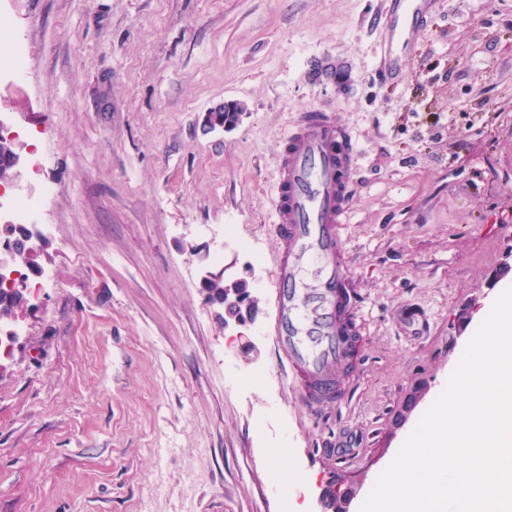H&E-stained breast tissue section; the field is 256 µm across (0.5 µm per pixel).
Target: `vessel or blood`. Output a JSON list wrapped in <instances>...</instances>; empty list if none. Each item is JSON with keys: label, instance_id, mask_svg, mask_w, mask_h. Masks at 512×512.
I'll return each mask as SVG.
<instances>
[{"label": "vessel or blood", "instance_id": "1", "mask_svg": "<svg viewBox=\"0 0 512 512\" xmlns=\"http://www.w3.org/2000/svg\"><path fill=\"white\" fill-rule=\"evenodd\" d=\"M431 9L432 0H388L382 78H399L402 59ZM303 77L321 86L348 80L350 71L347 61L326 54L309 62ZM356 161L350 132L322 108L304 113L294 125L278 169L279 290L270 331L313 406L338 400L334 368L349 359L361 326L341 236L355 192Z\"/></svg>", "mask_w": 512, "mask_h": 512}]
</instances>
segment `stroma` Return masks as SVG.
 Returning a JSON list of instances; mask_svg holds the SVG:
<instances>
[{"instance_id": "1", "label": "stroma", "mask_w": 512, "mask_h": 512, "mask_svg": "<svg viewBox=\"0 0 512 512\" xmlns=\"http://www.w3.org/2000/svg\"><path fill=\"white\" fill-rule=\"evenodd\" d=\"M385 8L0 0L27 57L0 124L26 192L56 190L37 218L52 282L0 372V512H359L512 252V0H435L399 83L377 74ZM327 53L353 85L305 82ZM227 102L236 126L204 129ZM326 104L358 149L343 237L364 329L341 398L315 410L267 325L282 147ZM210 272L246 280L254 319L226 322Z\"/></svg>"}]
</instances>
